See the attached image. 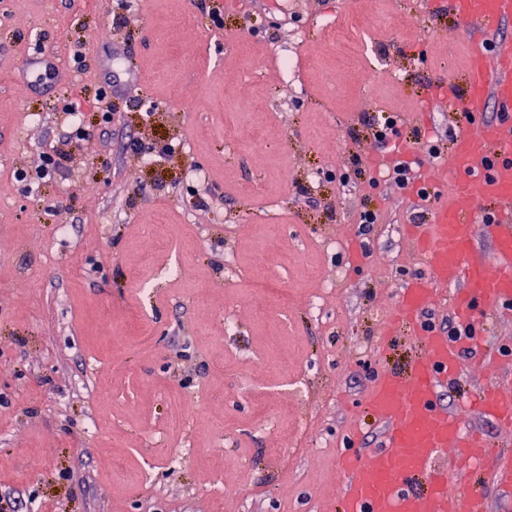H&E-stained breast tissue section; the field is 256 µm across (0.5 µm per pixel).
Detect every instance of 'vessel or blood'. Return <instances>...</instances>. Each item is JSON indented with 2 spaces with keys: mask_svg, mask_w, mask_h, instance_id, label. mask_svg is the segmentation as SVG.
<instances>
[{
  "mask_svg": "<svg viewBox=\"0 0 512 512\" xmlns=\"http://www.w3.org/2000/svg\"><path fill=\"white\" fill-rule=\"evenodd\" d=\"M469 34L495 37L492 50L476 48L463 84L439 83L430 94L449 107L466 102L469 127L453 140L447 160L431 166L423 185L436 201L428 223L405 225L425 271L399 288L388 333L406 327L422 351L412 377L380 371L366 405L382 427L379 445L348 448L340 472L345 512H486L483 487L469 483L471 468L512 492V459L496 455L466 418L480 414L512 434V377L498 375L456 408L439 402L442 387L462 375L461 352L486 363L485 325L494 312L512 308V0H434ZM494 120H483L486 106ZM492 222H482L485 204ZM490 239L492 259L478 256L479 237ZM448 303L457 325L450 337L425 314Z\"/></svg>",
  "mask_w": 512,
  "mask_h": 512,
  "instance_id": "1",
  "label": "vessel or blood"
}]
</instances>
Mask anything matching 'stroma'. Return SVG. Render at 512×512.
<instances>
[{
  "instance_id": "1",
  "label": "stroma",
  "mask_w": 512,
  "mask_h": 512,
  "mask_svg": "<svg viewBox=\"0 0 512 512\" xmlns=\"http://www.w3.org/2000/svg\"><path fill=\"white\" fill-rule=\"evenodd\" d=\"M348 12L372 24L369 87L360 65L336 75L329 22ZM38 43L48 65L24 71ZM475 47L423 0H136L119 20L111 0H0V512H344V439L378 443L375 376L421 354L378 336L422 269L403 227L429 213L351 157L372 159L393 112L394 143L449 151L465 111L427 87ZM292 51L293 80L274 60ZM67 105L91 134L29 188L15 173ZM231 128L266 150L227 147ZM261 280L288 303L260 302ZM180 448L197 454L172 464Z\"/></svg>"
}]
</instances>
